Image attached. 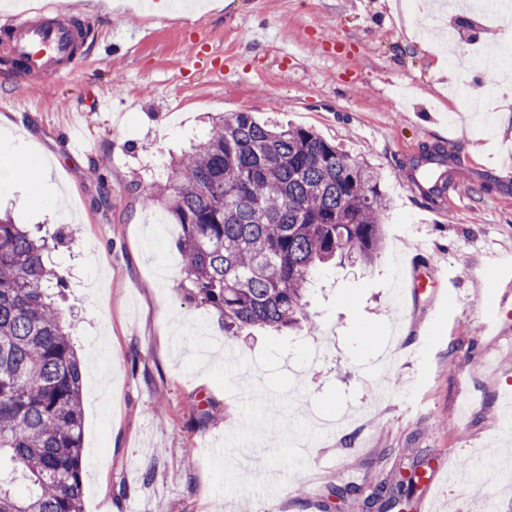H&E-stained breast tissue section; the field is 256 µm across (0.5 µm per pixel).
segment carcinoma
I'll return each instance as SVG.
<instances>
[{
    "label": "carcinoma",
    "instance_id": "1",
    "mask_svg": "<svg viewBox=\"0 0 512 512\" xmlns=\"http://www.w3.org/2000/svg\"><path fill=\"white\" fill-rule=\"evenodd\" d=\"M455 174L442 145L409 163L420 196L437 203ZM181 227L189 297L233 326L303 323L313 269L380 253L388 199L378 169L312 128L231 112L210 139L170 164L142 194ZM58 238L0 215V512H83L81 364L51 298L62 276L46 257ZM22 480L28 492L18 495ZM405 480L381 481L372 503L404 505Z\"/></svg>",
    "mask_w": 512,
    "mask_h": 512
}]
</instances>
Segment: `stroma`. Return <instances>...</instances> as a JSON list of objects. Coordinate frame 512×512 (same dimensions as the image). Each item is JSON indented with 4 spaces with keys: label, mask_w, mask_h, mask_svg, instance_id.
Masks as SVG:
<instances>
[{
    "label": "stroma",
    "mask_w": 512,
    "mask_h": 512,
    "mask_svg": "<svg viewBox=\"0 0 512 512\" xmlns=\"http://www.w3.org/2000/svg\"><path fill=\"white\" fill-rule=\"evenodd\" d=\"M63 2L87 17L97 47L75 73L41 82L0 59V125L30 140L46 170L40 189L20 180L0 191V209L64 233L49 259L67 280L76 353L83 368L112 366L111 388L82 385L84 512H369L376 482L419 466L439 473L417 483L405 512H484L490 497L495 512H512V482L448 477L461 460L512 451V124L460 109L476 92L492 107L512 99V82L479 86V70L439 69L446 43L426 44L400 0H222L164 15L142 0L121 12ZM94 97L111 111H90ZM238 111L316 129L375 164L391 207L371 264L314 271L306 313L317 331L281 332L314 350L303 368L280 361L297 383L294 416L323 433L303 444L305 469L266 464L272 434L238 471L274 491L218 494L210 446L241 427V402L264 375L241 372L238 393L226 392L186 371L191 348L170 328L206 321L215 366L255 359L270 332H225L184 297L181 229L139 190L164 184L173 157ZM76 118L80 152L65 145ZM433 144L450 150L456 176L431 205L403 167ZM488 176L497 187L485 193ZM61 190L66 215L45 204ZM418 269L440 272L435 293H415Z\"/></svg>",
    "instance_id": "stroma-1"
}]
</instances>
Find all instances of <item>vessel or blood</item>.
Segmentation results:
<instances>
[{"instance_id": "obj_1", "label": "vessel or blood", "mask_w": 512, "mask_h": 512, "mask_svg": "<svg viewBox=\"0 0 512 512\" xmlns=\"http://www.w3.org/2000/svg\"><path fill=\"white\" fill-rule=\"evenodd\" d=\"M63 10L59 0H46L38 14L17 13L0 22V43L20 78L72 73L94 49L90 31L69 23Z\"/></svg>"}]
</instances>
